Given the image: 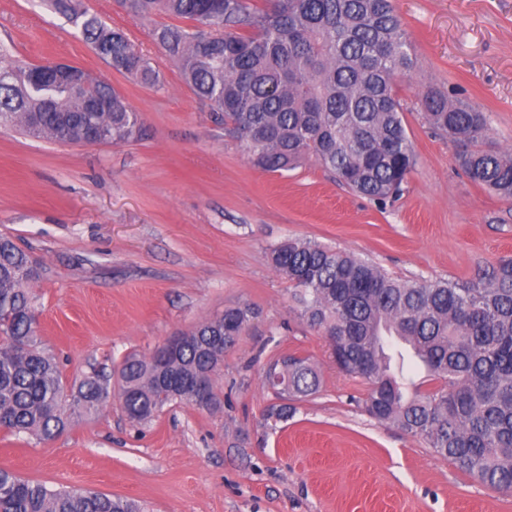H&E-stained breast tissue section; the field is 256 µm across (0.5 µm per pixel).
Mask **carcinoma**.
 <instances>
[{
	"label": "carcinoma",
	"instance_id": "carcinoma-1",
	"mask_svg": "<svg viewBox=\"0 0 512 512\" xmlns=\"http://www.w3.org/2000/svg\"><path fill=\"white\" fill-rule=\"evenodd\" d=\"M80 28L109 67L162 87L127 34L81 0H49ZM129 0L137 17L192 22L154 30L184 83L207 101L224 136L256 167L288 172L312 157L339 182L380 205L397 195L415 165L394 78L418 63L393 0ZM72 70L108 106L89 111L86 91L21 60L0 67V126L70 143L95 128L103 142L139 137L138 112L112 86ZM435 131L461 147L455 161L476 184L512 200V152L483 147L487 113L437 90L420 100ZM274 270L292 287L300 315L330 341L337 367L368 381L365 401L380 421L422 437L477 481L512 488V256L468 280L391 276L371 262L316 241L290 238L271 249ZM39 278L30 257L0 238V427L51 441L75 413L107 403L100 374L67 393L54 355L42 345L27 286ZM258 311L250 305L180 333L168 357L130 354L119 369L120 400L141 423L165 406L197 404L182 384L224 363ZM439 382L421 390L417 371ZM264 384L286 400L317 392L310 359L271 363ZM0 512H139L124 498L52 489L0 469Z\"/></svg>",
	"mask_w": 512,
	"mask_h": 512
}]
</instances>
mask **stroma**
<instances>
[{
    "mask_svg": "<svg viewBox=\"0 0 512 512\" xmlns=\"http://www.w3.org/2000/svg\"><path fill=\"white\" fill-rule=\"evenodd\" d=\"M84 4L127 33L161 90L105 65L42 0H0V66L91 71L145 130L115 145L0 129V235L43 268L29 293L64 384L95 372L116 381L127 354H150L225 308L248 303L260 316L224 354L220 410L175 405L138 424L114 398L49 445L0 427V469L131 499L143 512H512V496L365 411L367 384L337 368L269 261L281 241L311 239L398 277L439 281L512 255V201L464 174L420 107L428 90L457 91L488 113L487 148L512 150V0H394L418 55L396 78L416 165L383 206L311 159L282 174L253 166L157 45L168 16L139 18L120 0ZM291 353L315 363L320 390L273 424L266 414L279 399L263 371Z\"/></svg>",
    "mask_w": 512,
    "mask_h": 512,
    "instance_id": "obj_1",
    "label": "stroma"
}]
</instances>
